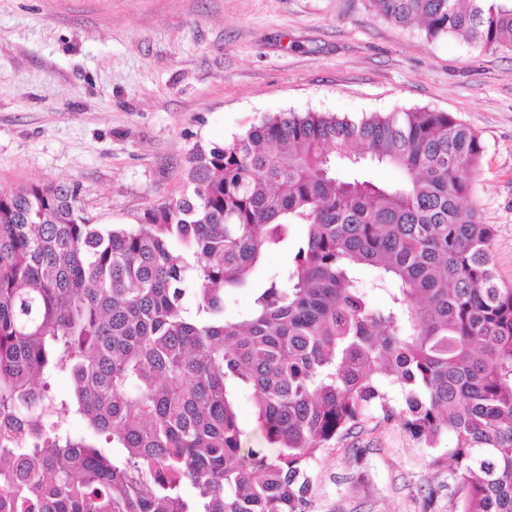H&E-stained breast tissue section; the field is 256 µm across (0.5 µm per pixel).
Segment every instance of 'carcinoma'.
Returning <instances> with one entry per match:
<instances>
[{"instance_id":"carcinoma-1","label":"carcinoma","mask_w":512,"mask_h":512,"mask_svg":"<svg viewBox=\"0 0 512 512\" xmlns=\"http://www.w3.org/2000/svg\"><path fill=\"white\" fill-rule=\"evenodd\" d=\"M372 2L512 51V0ZM482 155L447 112H279L192 149L188 190L138 224L91 223L74 184L0 193V512H312V462L373 409L452 440L456 512H512V287L467 206ZM250 390L274 456L246 444ZM303 234V228L300 225L293 226L292 240H290V244L286 246L283 250L271 254L268 262L264 267L259 269L255 273V280L257 282L264 280L270 273L278 269L281 264L288 258V253L290 255L292 250V241L298 239Z\"/></svg>"}]
</instances>
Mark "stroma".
<instances>
[{"mask_svg":"<svg viewBox=\"0 0 512 512\" xmlns=\"http://www.w3.org/2000/svg\"><path fill=\"white\" fill-rule=\"evenodd\" d=\"M426 108L476 129L471 203L512 285V52L385 20L371 0H0V191L77 184L95 224L186 188L196 146L278 112ZM449 440L365 420L313 463L315 512H455Z\"/></svg>","mask_w":512,"mask_h":512,"instance_id":"obj_1","label":"stroma"}]
</instances>
